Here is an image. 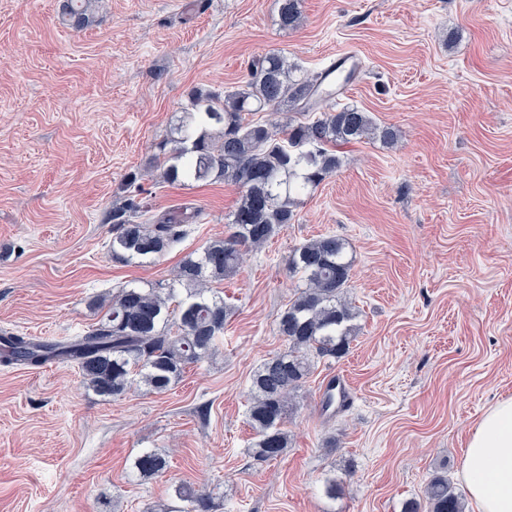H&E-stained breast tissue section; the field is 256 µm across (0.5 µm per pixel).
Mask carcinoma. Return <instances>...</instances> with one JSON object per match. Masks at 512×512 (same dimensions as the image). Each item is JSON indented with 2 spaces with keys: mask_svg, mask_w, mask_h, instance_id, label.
Returning <instances> with one entry per match:
<instances>
[{
  "mask_svg": "<svg viewBox=\"0 0 512 512\" xmlns=\"http://www.w3.org/2000/svg\"><path fill=\"white\" fill-rule=\"evenodd\" d=\"M278 25L297 26L300 0H278ZM85 0H62L60 15L75 28L88 23ZM324 76L298 74L280 52L256 57L236 89L194 91L177 119L171 148L160 147L149 170L135 173L134 184L156 177L169 183L205 182L214 178L234 184L242 195L227 217V233L201 253L185 256L167 284L145 288L127 284L100 302L95 326L71 340L0 336V364L40 367L51 361L73 362L84 385L103 398L126 394L135 382L163 393L186 368L207 358L223 340L233 306L209 284L234 275L244 252L263 245L293 223L298 197L310 193L336 173V147L376 136L392 142L396 133L378 126L370 113L354 105L341 107L323 94ZM292 112L288 124H260L254 112ZM143 188L112 207V257L123 262L155 259L177 245L185 226L202 210L184 205L154 214ZM348 244L322 235L293 248L289 273L303 282L278 320L286 348L264 360L250 379L247 424L253 438L249 454L258 462L282 456L289 445L286 425L294 394L303 388L320 359L343 357L354 338V308L343 296L350 287L352 262ZM167 467L157 451H144L133 468L142 476ZM175 496L180 512H214L211 493L181 484ZM401 512H464L463 498L448 476H433L425 500L403 502Z\"/></svg>",
  "mask_w": 512,
  "mask_h": 512,
  "instance_id": "obj_1",
  "label": "carcinoma"
}]
</instances>
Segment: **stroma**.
Wrapping results in <instances>:
<instances>
[{"instance_id":"1","label":"stroma","mask_w":512,"mask_h":512,"mask_svg":"<svg viewBox=\"0 0 512 512\" xmlns=\"http://www.w3.org/2000/svg\"><path fill=\"white\" fill-rule=\"evenodd\" d=\"M277 11L89 0L77 30L58 0H0V243L12 246L0 336L79 335L99 319L93 297L167 281L223 237L237 187L147 181L157 211L190 203L203 223L153 260L109 249L127 175L170 136L190 90L232 89L269 51L318 73L354 46L361 79L344 101L397 133L341 147L294 224L215 283L234 308L223 343L166 393L137 385L105 400L75 365H0V512H153L178 506L182 483L216 493L218 512H400L438 472L465 493L469 436L512 398V0H302L287 30ZM328 234L349 244L355 338L301 390L286 452L259 463L250 377L284 347L291 250ZM332 374L352 400L329 418L318 402ZM145 450L166 454L163 473L132 476ZM328 476L342 483L333 500Z\"/></svg>"}]
</instances>
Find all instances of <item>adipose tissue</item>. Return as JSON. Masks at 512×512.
I'll list each match as a JSON object with an SVG mask.
<instances>
[{
  "mask_svg": "<svg viewBox=\"0 0 512 512\" xmlns=\"http://www.w3.org/2000/svg\"><path fill=\"white\" fill-rule=\"evenodd\" d=\"M461 472L474 512H512V399L483 414L468 440Z\"/></svg>",
  "mask_w": 512,
  "mask_h": 512,
  "instance_id": "adipose-tissue-1",
  "label": "adipose tissue"
}]
</instances>
